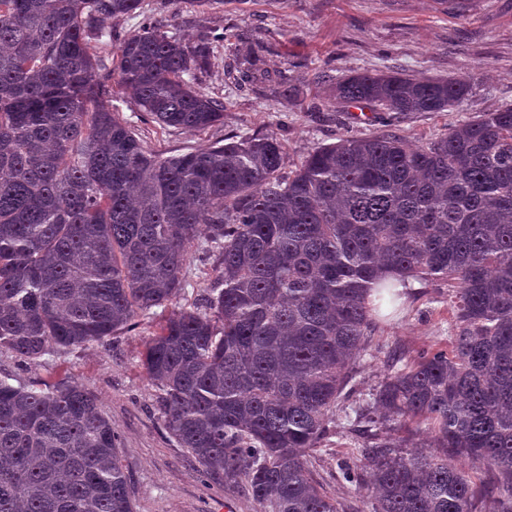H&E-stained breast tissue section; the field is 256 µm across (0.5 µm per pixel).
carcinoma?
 Instances as JSON below:
<instances>
[{"instance_id":"1","label":"carcinoma","mask_w":512,"mask_h":512,"mask_svg":"<svg viewBox=\"0 0 512 512\" xmlns=\"http://www.w3.org/2000/svg\"><path fill=\"white\" fill-rule=\"evenodd\" d=\"M141 0H0V348L34 361L103 343L173 301L191 248L221 275L148 339L142 359L179 447L260 512H347L309 458L338 427L371 349V295L444 280L451 350L392 370L355 407L363 466L341 478L372 512H512V106L427 146L378 136L311 151L285 176L272 134L163 157L111 109L113 87L163 128L204 130L224 106L185 79L207 40L101 23ZM466 78L358 73L336 102L444 112ZM424 425L436 454L388 432ZM112 420L82 385L0 379V512H134ZM493 474L485 487L466 462Z\"/></svg>"}]
</instances>
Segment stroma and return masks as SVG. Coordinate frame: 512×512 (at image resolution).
<instances>
[{"label": "stroma", "mask_w": 512, "mask_h": 512, "mask_svg": "<svg viewBox=\"0 0 512 512\" xmlns=\"http://www.w3.org/2000/svg\"><path fill=\"white\" fill-rule=\"evenodd\" d=\"M188 42L212 36L205 92L224 105V118L202 132L161 128L144 120L126 93L112 98L137 136L163 156L231 137L275 135L283 145L285 173L294 172L313 149L345 138L392 134L425 145L460 122L512 105V0H141L130 16L109 20L119 36L147 23ZM272 74L249 81L247 66ZM405 73L418 77H468L470 89L449 112H374L355 120L335 100L341 77L355 73ZM187 286L177 305L190 309L219 274L215 259L193 249L184 270ZM168 312L156 308L137 327L102 345L64 349L28 361L0 350V378L50 391L78 382L102 404L118 432L116 453L136 512H257L242 487L203 472L166 431L155 404L156 388L141 358L145 343ZM456 308L447 283L412 281L405 300L375 317L372 352L354 378L361 397L388 371L392 349L406 357L429 347H449ZM358 437L343 430L323 442L310 468L326 494L372 512V500L340 477L354 462Z\"/></svg>", "instance_id": "obj_1"}]
</instances>
